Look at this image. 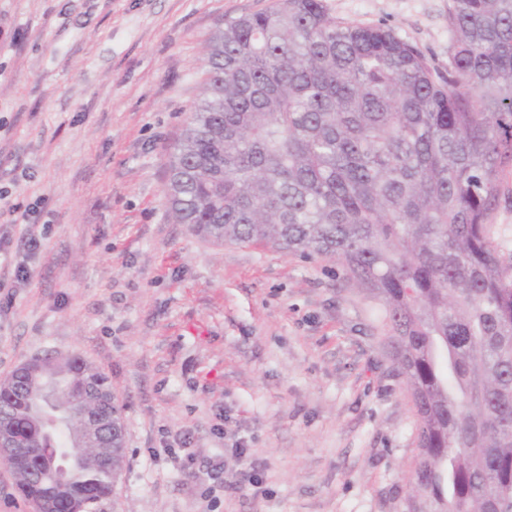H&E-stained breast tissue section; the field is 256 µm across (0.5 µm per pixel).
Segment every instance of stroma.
Instances as JSON below:
<instances>
[{"instance_id":"35a3bbf8","label":"stroma","mask_w":512,"mask_h":512,"mask_svg":"<svg viewBox=\"0 0 512 512\" xmlns=\"http://www.w3.org/2000/svg\"><path fill=\"white\" fill-rule=\"evenodd\" d=\"M272 3L0 0V378L105 374L126 463L94 512L404 510L417 419L381 302L323 258L204 240L165 196L209 37ZM448 4L323 0L441 70ZM36 202L32 228L8 211Z\"/></svg>"}]
</instances>
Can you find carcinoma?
Returning a JSON list of instances; mask_svg holds the SVG:
<instances>
[{"label":"carcinoma","mask_w":512,"mask_h":512,"mask_svg":"<svg viewBox=\"0 0 512 512\" xmlns=\"http://www.w3.org/2000/svg\"><path fill=\"white\" fill-rule=\"evenodd\" d=\"M448 73L390 28L336 20L322 0L224 19L203 98L168 166L174 222L214 243L336 264L385 307L417 415L405 512H512V247L496 235L512 171V0H450ZM85 386L81 357L0 379V427L28 500L89 512L100 462L65 490L34 448H58Z\"/></svg>","instance_id":"cac0c4a2"}]
</instances>
